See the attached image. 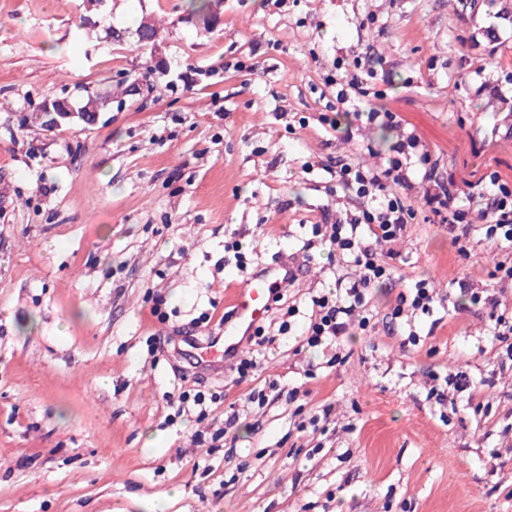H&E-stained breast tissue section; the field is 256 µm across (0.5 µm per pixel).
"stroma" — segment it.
Segmentation results:
<instances>
[{"label":"stroma","mask_w":512,"mask_h":512,"mask_svg":"<svg viewBox=\"0 0 512 512\" xmlns=\"http://www.w3.org/2000/svg\"><path fill=\"white\" fill-rule=\"evenodd\" d=\"M364 51L388 75L381 105L459 199L475 165L512 178V0H220L208 27L184 0H0V512H512V360L460 288L512 311L485 243L464 260L447 225H411L377 248L401 278L370 290L369 325L303 349L312 296L358 275L317 246L290 330L243 349L260 363L247 381L165 342L224 313L245 275L232 243L269 264L360 207L336 163L381 166L397 130L317 118ZM96 95V124L29 119ZM421 279L432 312L391 321ZM457 372L486 384L456 389ZM183 390L224 398L179 416ZM223 430L231 446H214Z\"/></svg>","instance_id":"stroma-1"}]
</instances>
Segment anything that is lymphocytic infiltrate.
<instances>
[{
  "label": "lymphocytic infiltrate",
  "mask_w": 512,
  "mask_h": 512,
  "mask_svg": "<svg viewBox=\"0 0 512 512\" xmlns=\"http://www.w3.org/2000/svg\"><path fill=\"white\" fill-rule=\"evenodd\" d=\"M376 78L377 72L371 67L347 76L336 91L335 115L321 114L319 123L337 128L336 115L340 112L384 125L393 123L392 112L366 104ZM388 153L385 164L374 170L341 163L338 187L362 199L363 205L334 223L312 226L313 236L330 252L350 257L360 267L361 275L344 293L329 292L313 298L302 333V343L307 347L316 348L343 335L350 317L364 307L370 288L395 280V268L379 258L377 247L403 237L410 224L419 220L447 225L454 233L452 241L458 255L467 259L471 256V212L479 210L484 241L504 253L495 265V273L499 281L512 283V179L487 170L476 180L466 203L461 204L454 193V179L440 173L438 160L414 133L399 135ZM417 180L426 183L427 189L416 203L409 192Z\"/></svg>",
  "instance_id": "1"
}]
</instances>
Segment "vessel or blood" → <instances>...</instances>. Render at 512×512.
Wrapping results in <instances>:
<instances>
[{
    "instance_id": "vessel-or-blood-1",
    "label": "vessel or blood",
    "mask_w": 512,
    "mask_h": 512,
    "mask_svg": "<svg viewBox=\"0 0 512 512\" xmlns=\"http://www.w3.org/2000/svg\"><path fill=\"white\" fill-rule=\"evenodd\" d=\"M296 268L283 262L266 265L242 280L234 281L226 296L231 314L209 336H185L180 343L182 354L200 365H224L242 350L244 339L269 315L277 289L295 281Z\"/></svg>"
}]
</instances>
